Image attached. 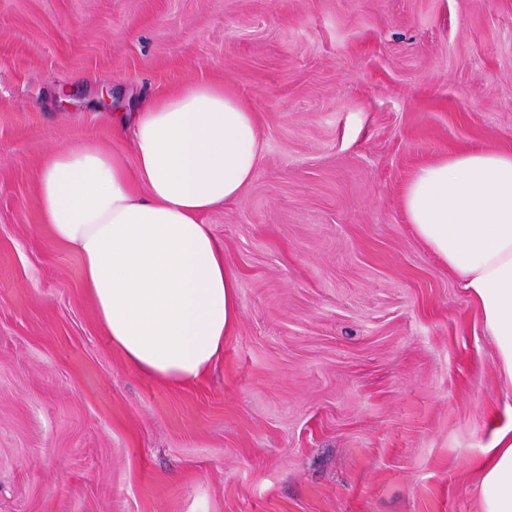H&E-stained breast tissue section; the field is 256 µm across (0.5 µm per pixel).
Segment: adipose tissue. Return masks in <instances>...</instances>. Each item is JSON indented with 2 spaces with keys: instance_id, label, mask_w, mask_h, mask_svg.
I'll use <instances>...</instances> for the list:
<instances>
[{
  "instance_id": "obj_1",
  "label": "adipose tissue",
  "mask_w": 512,
  "mask_h": 512,
  "mask_svg": "<svg viewBox=\"0 0 512 512\" xmlns=\"http://www.w3.org/2000/svg\"><path fill=\"white\" fill-rule=\"evenodd\" d=\"M129 154L93 143L42 162L43 227L74 249L104 334L167 385L209 372L239 317L238 280L203 216L241 196L262 156L250 109L223 83L179 87L121 117ZM409 224L461 278L512 389V152L477 150L419 168ZM482 512H512V403L491 422Z\"/></svg>"
}]
</instances>
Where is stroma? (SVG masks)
Returning <instances> with one entry per match:
<instances>
[{"label":"stroma","instance_id":"obj_1","mask_svg":"<svg viewBox=\"0 0 512 512\" xmlns=\"http://www.w3.org/2000/svg\"><path fill=\"white\" fill-rule=\"evenodd\" d=\"M199 80L263 151L204 217L238 323L169 386L104 335L35 182ZM474 149L512 151V0H0V512H481L496 348L402 206Z\"/></svg>","mask_w":512,"mask_h":512}]
</instances>
